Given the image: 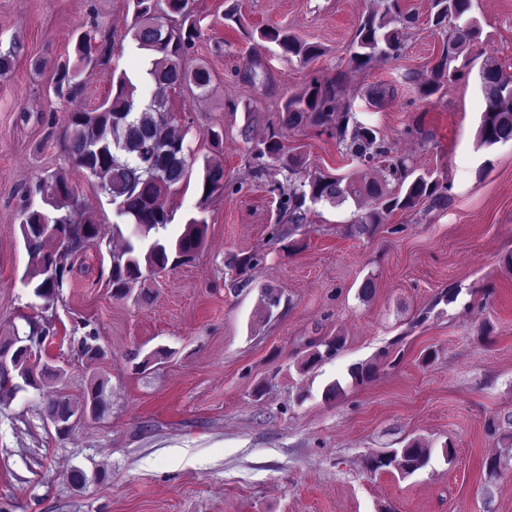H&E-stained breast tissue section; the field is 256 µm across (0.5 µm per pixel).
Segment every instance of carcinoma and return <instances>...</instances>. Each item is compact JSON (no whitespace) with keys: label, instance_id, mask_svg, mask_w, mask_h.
Masks as SVG:
<instances>
[{"label":"carcinoma","instance_id":"carcinoma-1","mask_svg":"<svg viewBox=\"0 0 512 512\" xmlns=\"http://www.w3.org/2000/svg\"><path fill=\"white\" fill-rule=\"evenodd\" d=\"M195 0H130L133 7L129 29L137 49L155 55L150 70L155 90L150 95L137 96V85L126 74L112 78L111 92L91 109H78L68 114L64 149L73 166L98 181L123 224L115 223L112 238L107 240L95 220L80 206L79 199L67 178L58 172L39 178L27 190L30 197L38 196L42 207L23 208L20 224L29 266L22 276L24 287L44 302L49 309L63 298L69 287L76 254L90 248L109 249L112 268L105 286L112 297L124 299L137 288L144 287L151 277L166 270L169 262L190 258L203 242L205 218H192L184 231L173 241L162 237L150 239L151 233L167 229L174 216L163 206L161 199L182 183L194 159L187 154L184 141L188 130L176 135V119L167 108V91L194 85L205 93L211 82L210 71L199 65L186 66L184 55L199 35L194 14ZM382 8L366 12L360 19L351 42L349 62L355 70L373 63L399 57L404 44L399 31L390 24H410L413 18L401 12L399 0H381ZM473 0H432L430 21L439 30L448 29L451 20L468 15ZM481 31L475 22L456 27L448 35L440 58L425 80L422 92L431 96L461 79L465 72L451 66L460 56L455 49L458 38L472 45ZM264 42L276 44L288 58L305 63L318 55L319 47L306 42L283 27L255 28ZM77 64L65 61L55 68L53 94L70 99L81 90L82 73L100 65L112 55V39L101 33L97 39L81 35L75 44ZM346 75L340 73L327 79H315L300 94L289 96L279 115L282 128L294 129L303 125L318 127L336 138L351 160L370 168L378 165L381 181L358 180L348 176L329 175L307 168L304 156L288 150L275 133L255 145L254 158L260 161L258 173L281 175L274 181L279 191V209L287 216L288 234H293L306 220L307 202H328L342 205L348 199L362 196L375 200L373 207L355 216L351 232L360 236L375 233L394 210H411L423 202L431 209L448 206V186L428 175L415 174L410 160L392 151L379 131L362 124L348 112H337L338 97ZM481 89L486 107L478 127L481 144L491 146L512 141V73H507L494 61H485L481 72ZM268 158L269 165L263 162ZM204 199L224 192V168L204 163L202 176ZM263 311L268 317L280 306L281 294L267 288L262 295ZM84 332L77 339L82 357L98 360L104 350L99 335L91 323H82ZM305 360L312 365L324 357L337 354L344 339L332 336L317 343ZM9 352V368L0 364V404L12 400L30 387L40 390L46 382L60 374L45 369L31 372L27 357L11 337L0 340V352ZM371 364H357L349 369L352 383L367 382L373 374ZM48 407L58 410L68 422L78 414L91 412L101 415L107 409L104 383H92L82 403H74L60 395L48 401ZM429 451L418 443L401 450L375 454L367 459L369 471L394 469L410 475L423 468Z\"/></svg>","mask_w":512,"mask_h":512}]
</instances>
